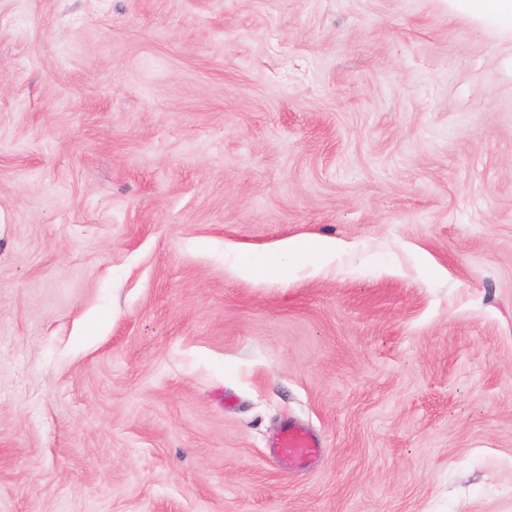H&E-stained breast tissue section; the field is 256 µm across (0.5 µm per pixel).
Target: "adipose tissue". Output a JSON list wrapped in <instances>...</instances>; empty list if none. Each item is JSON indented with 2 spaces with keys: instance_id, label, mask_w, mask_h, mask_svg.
Wrapping results in <instances>:
<instances>
[{
  "instance_id": "ef3b65f1",
  "label": "adipose tissue",
  "mask_w": 512,
  "mask_h": 512,
  "mask_svg": "<svg viewBox=\"0 0 512 512\" xmlns=\"http://www.w3.org/2000/svg\"><path fill=\"white\" fill-rule=\"evenodd\" d=\"M448 13L466 16L477 28L512 41V0H448ZM336 253L335 242L326 238L291 239L271 256L238 251L233 265L238 275L247 280L284 279L295 271L299 258H307L321 268L332 263Z\"/></svg>"
}]
</instances>
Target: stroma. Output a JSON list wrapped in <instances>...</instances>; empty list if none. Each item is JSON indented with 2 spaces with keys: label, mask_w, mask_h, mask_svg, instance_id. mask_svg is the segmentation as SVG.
<instances>
[{
  "label": "stroma",
  "mask_w": 512,
  "mask_h": 512,
  "mask_svg": "<svg viewBox=\"0 0 512 512\" xmlns=\"http://www.w3.org/2000/svg\"><path fill=\"white\" fill-rule=\"evenodd\" d=\"M304 236L335 264L231 267ZM0 512H512V42L0 0ZM318 453L317 440L306 428L296 423L286 425L269 450L270 456L284 466L303 465Z\"/></svg>",
  "instance_id": "obj_1"
}]
</instances>
